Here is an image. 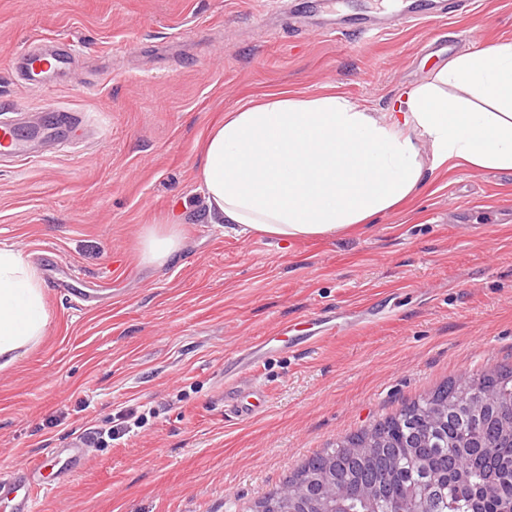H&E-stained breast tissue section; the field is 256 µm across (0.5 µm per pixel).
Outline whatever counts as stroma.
<instances>
[{
	"label": "stroma",
	"instance_id": "obj_1",
	"mask_svg": "<svg viewBox=\"0 0 512 512\" xmlns=\"http://www.w3.org/2000/svg\"><path fill=\"white\" fill-rule=\"evenodd\" d=\"M403 0H341L380 34H332L317 0H0V106L78 126L0 160V248L37 268L45 336L0 372V472L43 459L38 512H253L307 459L457 377L512 366V170L442 167L336 239L209 223V129L262 95L341 94L373 112L455 57L512 42V0L396 24ZM59 40L71 69L35 88L12 67ZM176 225L178 254L143 261ZM74 280L78 310L53 284ZM281 321L316 347L260 360L259 416L224 418V356ZM147 405L143 428L60 480L46 449Z\"/></svg>",
	"mask_w": 512,
	"mask_h": 512
}]
</instances>
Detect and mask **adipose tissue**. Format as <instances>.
Masks as SVG:
<instances>
[{
    "instance_id": "adipose-tissue-1",
    "label": "adipose tissue",
    "mask_w": 512,
    "mask_h": 512,
    "mask_svg": "<svg viewBox=\"0 0 512 512\" xmlns=\"http://www.w3.org/2000/svg\"><path fill=\"white\" fill-rule=\"evenodd\" d=\"M449 162L512 170V43L454 58L382 115L335 93L265 94L212 127L198 180L211 223L287 241L336 238ZM48 325L36 268L0 248V371Z\"/></svg>"
}]
</instances>
